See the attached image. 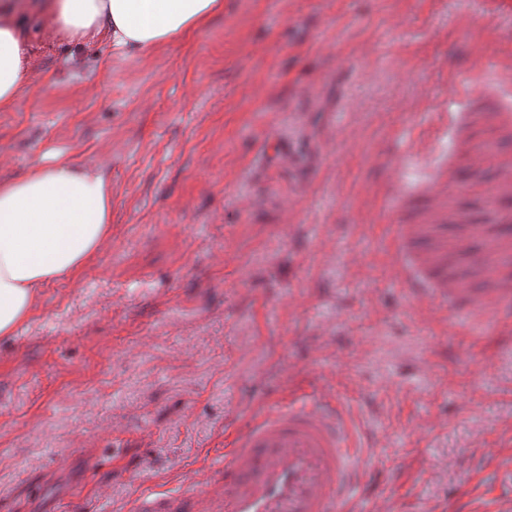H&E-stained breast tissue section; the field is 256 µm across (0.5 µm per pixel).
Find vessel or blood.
Returning a JSON list of instances; mask_svg holds the SVG:
<instances>
[{"mask_svg":"<svg viewBox=\"0 0 512 512\" xmlns=\"http://www.w3.org/2000/svg\"><path fill=\"white\" fill-rule=\"evenodd\" d=\"M482 75L457 90L462 112H444L429 136L454 140L451 163L426 170L420 192L402 163L382 173L392 203L382 216L395 228L394 273L412 304L447 310L448 324L492 326L512 335V104L506 88L489 93ZM490 221L468 224L460 240L444 232L455 200L485 171ZM374 460L345 407L331 398L289 394L224 430V450L204 482L175 491L144 490L129 512H360Z\"/></svg>","mask_w":512,"mask_h":512,"instance_id":"b4317fda","label":"vessel or blood"}]
</instances>
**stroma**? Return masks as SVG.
Masks as SVG:
<instances>
[{
  "label": "stroma",
  "mask_w": 512,
  "mask_h": 512,
  "mask_svg": "<svg viewBox=\"0 0 512 512\" xmlns=\"http://www.w3.org/2000/svg\"><path fill=\"white\" fill-rule=\"evenodd\" d=\"M473 0H224L144 55L56 39L0 112V178L60 156L112 183V232L0 338V512H127L201 480L230 417L294 388L363 421L366 512L512 495V346L407 310L377 157L512 16Z\"/></svg>",
  "instance_id": "obj_1"
}]
</instances>
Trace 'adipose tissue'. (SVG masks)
I'll return each mask as SVG.
<instances>
[{
    "label": "adipose tissue",
    "mask_w": 512,
    "mask_h": 512,
    "mask_svg": "<svg viewBox=\"0 0 512 512\" xmlns=\"http://www.w3.org/2000/svg\"><path fill=\"white\" fill-rule=\"evenodd\" d=\"M30 9L51 35L105 36L120 51L146 53L208 26L224 0H0V112L15 108L31 81ZM111 231L104 173L56 160L0 180V336L30 319L41 288L77 277Z\"/></svg>",
    "instance_id": "adipose-tissue-1"
}]
</instances>
